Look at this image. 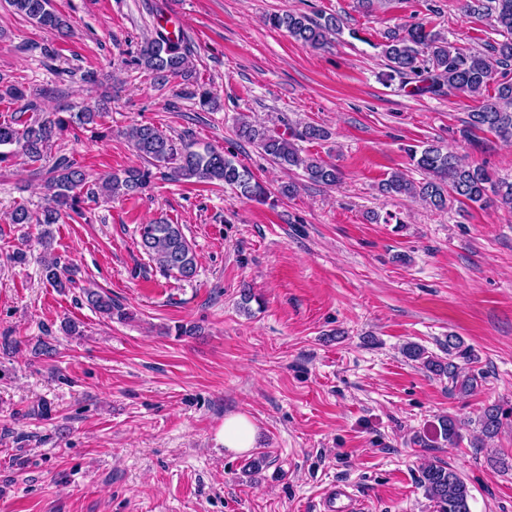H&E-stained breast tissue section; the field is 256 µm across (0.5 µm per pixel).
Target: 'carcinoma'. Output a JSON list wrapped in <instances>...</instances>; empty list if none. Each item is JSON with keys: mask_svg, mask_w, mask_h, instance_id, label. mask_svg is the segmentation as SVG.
Wrapping results in <instances>:
<instances>
[{"mask_svg": "<svg viewBox=\"0 0 512 512\" xmlns=\"http://www.w3.org/2000/svg\"><path fill=\"white\" fill-rule=\"evenodd\" d=\"M467 12L487 18L503 40L487 45L485 51L470 50L454 45L437 31L423 24L397 26L388 32L382 44V56L389 70V80H399L401 86L413 85V92L438 95L444 91L462 93L469 97L483 96L491 81H496V91L481 101L468 113L465 132L487 131L503 140H512V79L508 67L512 66V0H463ZM14 12L34 26L63 34L70 28L69 19L52 4V0H9ZM268 22L314 49L328 44V35L340 30V20L334 16L315 19L307 14H273ZM192 50L182 36H172L161 31L145 39L134 59V64L152 74L156 84L163 86L169 78H192ZM39 95L25 93L16 85H0V102L18 105V112L32 113L22 121L0 122V163L22 159L25 163H38L45 158L50 143L72 123L95 124L102 117L99 108L86 107L78 112L45 111L38 102ZM238 135L248 143L258 144L284 168H299L304 176L318 184L333 185L340 178L336 165L313 156H302L288 139L268 134V131L243 120ZM299 136L307 141H324L329 132L315 124L303 126ZM131 145L141 160L119 173L106 176L98 190L86 188V174L77 163L61 155L48 167L42 166L35 174L44 179L47 204L37 215L27 206L18 205L12 214L14 224L42 226L39 239L47 242L50 226L59 223L69 212L80 213L81 193L91 197L102 194L134 195L143 193L151 183L152 169H166L175 181L194 180L198 183H219L229 186L235 193L249 200L264 203L271 193L259 183L245 167L235 164L209 146L196 149L193 139L168 135L153 124H137L127 133ZM410 160L426 174L422 182L415 183L400 174L383 181L380 190L391 196L419 199L436 209H443L452 198L466 200L481 206L492 201L512 210V182L494 181L488 173L463 161L455 152L440 145L428 143L421 149H408ZM140 246L165 275L183 280L194 278L197 272L195 253L182 227L165 220H155L139 227ZM45 277L55 288L69 287L64 269L57 259L45 264ZM87 302L107 318L126 316L124 310L112 303V298L95 290L86 291ZM448 357L445 362L427 354L424 348L410 344L404 354L418 361L430 373L445 376L452 390L468 393L476 377L462 373L461 367L451 361L455 356L471 359V350L455 335H448ZM504 412L496 404L485 407L479 417L482 435L492 437L503 424ZM462 421L448 416L440 421L443 441L455 445L461 439ZM425 495L433 504L434 512H471L472 495L467 483L454 469L441 464H430L422 470L419 480Z\"/></svg>", "mask_w": 512, "mask_h": 512, "instance_id": "1", "label": "carcinoma"}]
</instances>
